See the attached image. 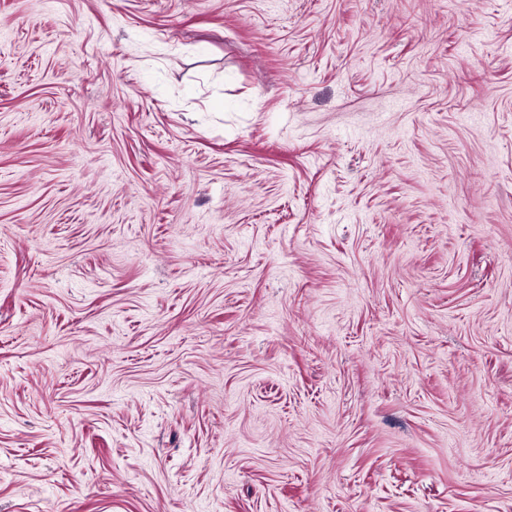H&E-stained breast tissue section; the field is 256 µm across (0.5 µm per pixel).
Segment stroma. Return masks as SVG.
<instances>
[{"instance_id":"1","label":"stroma","mask_w":512,"mask_h":512,"mask_svg":"<svg viewBox=\"0 0 512 512\" xmlns=\"http://www.w3.org/2000/svg\"><path fill=\"white\" fill-rule=\"evenodd\" d=\"M0 512H512V0H0Z\"/></svg>"}]
</instances>
